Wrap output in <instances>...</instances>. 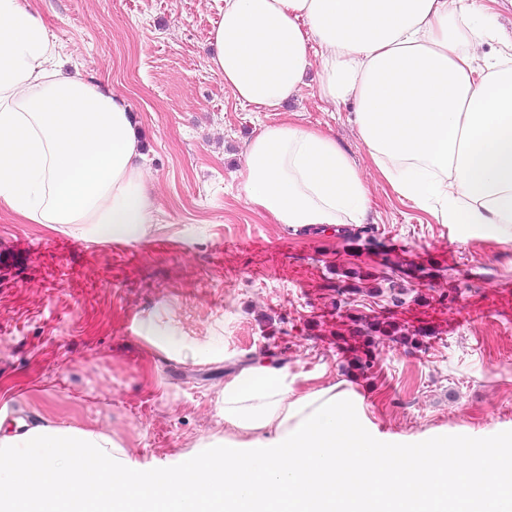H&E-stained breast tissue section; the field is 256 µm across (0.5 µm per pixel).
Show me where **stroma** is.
Wrapping results in <instances>:
<instances>
[{
  "mask_svg": "<svg viewBox=\"0 0 512 512\" xmlns=\"http://www.w3.org/2000/svg\"><path fill=\"white\" fill-rule=\"evenodd\" d=\"M69 65L120 95L143 133L155 220L138 241H90L0 210V391L32 422L103 431L141 469L230 437L227 376L288 368L304 391L340 380L379 434L512 438V242L459 236L401 199L351 122L308 86L284 111L240 104L208 67L214 0H35ZM292 122L368 172L366 224L287 229L243 191L247 140ZM424 269L419 279L403 269ZM407 339L349 336L351 318ZM207 346L166 356L145 327Z\"/></svg>",
  "mask_w": 512,
  "mask_h": 512,
  "instance_id": "obj_1",
  "label": "stroma"
}]
</instances>
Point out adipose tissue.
Instances as JSON below:
<instances>
[{"mask_svg":"<svg viewBox=\"0 0 512 512\" xmlns=\"http://www.w3.org/2000/svg\"><path fill=\"white\" fill-rule=\"evenodd\" d=\"M212 72L235 99L282 111L316 77L400 198L439 223L512 241V57L483 51L481 0H218ZM481 76H474L475 62ZM243 191L277 223H365L362 171L331 135L265 127ZM142 133L124 100L56 58L43 19L0 0V208L32 224L132 242L154 221ZM221 453L145 477L112 437L48 423L0 436L8 512H512V453L487 440L456 473L448 438L381 454L346 382L296 392L287 368L224 382Z\"/></svg>","mask_w":512,"mask_h":512,"instance_id":"obj_1","label":"adipose tissue"}]
</instances>
